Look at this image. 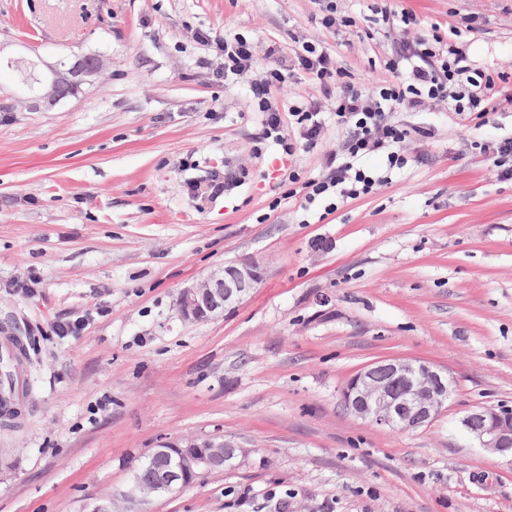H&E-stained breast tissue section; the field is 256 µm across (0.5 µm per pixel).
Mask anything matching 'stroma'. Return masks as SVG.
I'll return each instance as SVG.
<instances>
[{
    "instance_id": "stroma-1",
    "label": "stroma",
    "mask_w": 512,
    "mask_h": 512,
    "mask_svg": "<svg viewBox=\"0 0 512 512\" xmlns=\"http://www.w3.org/2000/svg\"><path fill=\"white\" fill-rule=\"evenodd\" d=\"M355 19L321 24L316 0H0V37L53 62L103 53L108 69L46 112L0 110V337L24 344L25 391L0 426V512H90L162 441L224 436L240 462L202 474L143 512H512V459L460 421L512 412V180L475 140L512 134L452 111L401 112L428 128L406 167L330 216L281 199L289 170L326 172L345 132L328 117L315 148L282 163L261 139L250 79L224 84L196 41L241 33L328 48L353 83L392 78L402 36L376 8L421 28L462 27L473 67L512 76V0H336ZM190 167H182V160ZM250 171L217 199L190 183ZM250 259L257 288L201 322L181 288ZM34 280L31 293L16 280ZM89 326L59 336L62 319ZM388 357L448 369L455 392L427 427L394 432L342 405L359 369Z\"/></svg>"
}]
</instances>
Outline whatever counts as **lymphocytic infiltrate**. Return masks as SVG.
Here are the masks:
<instances>
[{"mask_svg": "<svg viewBox=\"0 0 512 512\" xmlns=\"http://www.w3.org/2000/svg\"><path fill=\"white\" fill-rule=\"evenodd\" d=\"M380 14L385 23L398 20L413 38L403 42L396 55L385 58L391 81L372 89L346 81L335 57L309 41L299 43L289 63L275 46L260 47L240 34L221 39L196 37L216 53L221 61L219 72L228 80L247 73L258 57L268 60L264 78L253 84L251 92L262 116L264 139L273 140L285 155H293L301 141L316 146L325 126L323 105L332 104L337 124L348 131L341 151L327 155V172L320 178L304 181L295 173L288 176L289 183L300 184L305 200L327 199L329 215L339 203L370 194L381 184V177L360 167L363 157L381 153L387 170L404 168L408 163L403 151L406 139L427 135L426 127L396 121V113L427 112L434 105L448 103L457 115L474 114L486 124L497 112L496 81L489 74H472L466 53L457 45L460 27L444 31L434 26L420 32L416 17L408 11L395 16L384 8ZM291 65L309 75L320 91L318 98L283 105L279 90Z\"/></svg>", "mask_w": 512, "mask_h": 512, "instance_id": "f902f5d3", "label": "lymphocytic infiltrate"}]
</instances>
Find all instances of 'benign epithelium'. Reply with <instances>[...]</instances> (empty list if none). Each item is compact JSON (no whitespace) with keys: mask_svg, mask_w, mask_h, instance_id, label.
<instances>
[{"mask_svg":"<svg viewBox=\"0 0 512 512\" xmlns=\"http://www.w3.org/2000/svg\"><path fill=\"white\" fill-rule=\"evenodd\" d=\"M78 55L43 68L23 56H3L0 67L15 71L28 96L0 106L12 108L19 103L28 112L44 105L54 107L67 100L55 92L61 85L78 93L81 86L99 77L109 58L103 54ZM262 280L255 262L225 264L210 271L204 281L181 289L176 310L184 321L201 322L240 303ZM454 389L448 370L420 359L392 357L371 364L346 383L342 402L347 410L371 424L392 431H414L430 424L446 408ZM461 424L479 447L499 455L512 456V416L480 406L462 418ZM159 465L153 479L144 484L133 478L120 497L135 505L147 495L156 497L186 487L192 472L222 471L235 464L242 455L240 448L222 436L184 438L162 442L151 452Z\"/></svg>","mask_w":512,"mask_h":512,"instance_id":"7a95c632","label":"benign epithelium"}]
</instances>
